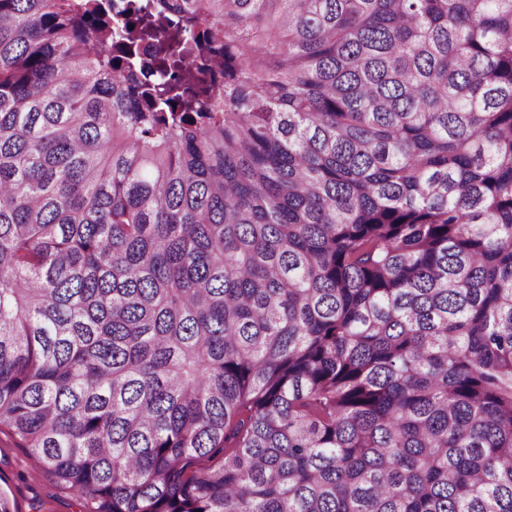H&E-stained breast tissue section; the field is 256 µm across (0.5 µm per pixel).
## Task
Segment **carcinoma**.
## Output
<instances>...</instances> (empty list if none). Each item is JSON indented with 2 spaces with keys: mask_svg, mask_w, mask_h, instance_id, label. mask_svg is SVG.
Returning a JSON list of instances; mask_svg holds the SVG:
<instances>
[{
  "mask_svg": "<svg viewBox=\"0 0 512 512\" xmlns=\"http://www.w3.org/2000/svg\"><path fill=\"white\" fill-rule=\"evenodd\" d=\"M2 426L86 512H512V0H0Z\"/></svg>",
  "mask_w": 512,
  "mask_h": 512,
  "instance_id": "obj_1",
  "label": "carcinoma"
}]
</instances>
